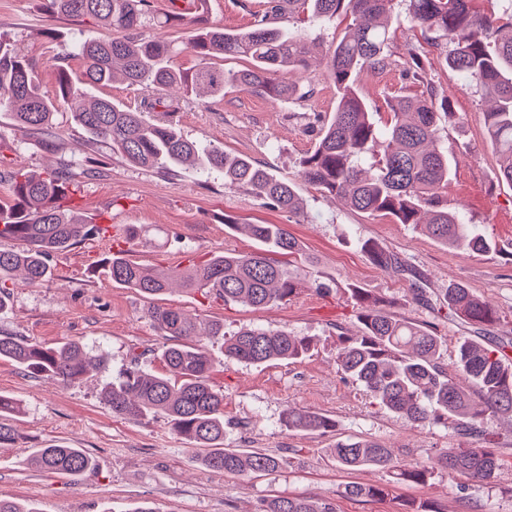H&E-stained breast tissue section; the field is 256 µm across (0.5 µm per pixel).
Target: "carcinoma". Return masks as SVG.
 I'll list each match as a JSON object with an SVG mask.
<instances>
[{
	"mask_svg": "<svg viewBox=\"0 0 512 512\" xmlns=\"http://www.w3.org/2000/svg\"><path fill=\"white\" fill-rule=\"evenodd\" d=\"M483 2L407 0V14L425 40L444 54L447 67L494 99V106L484 113L485 130L499 158L500 177L512 185V0H505L507 7L498 14L486 12ZM44 4L51 16L90 19L109 36L75 37L65 46L64 58L83 59L84 69L74 77L65 66H58V89L51 96L43 90L30 60L0 33V111L9 113L15 124L51 143L56 139L54 116L63 102L92 138L109 143L112 151L137 166L174 170L189 165L202 175L220 173L224 183L247 188L269 208L298 217L303 204L295 183L275 177L243 155L201 147L185 137L171 117L201 87L212 96L224 95V88L230 86L276 99L311 98L313 89L301 92L297 83L279 79L281 74L308 71L310 44L304 36L276 26V21L286 13L309 22L350 19L326 62L325 77L336 86V108L321 120L317 144L302 160L299 177L339 196L360 214L412 224L443 246L476 254L499 251L492 239L441 201L452 170V160L439 143L441 115L452 116L449 99L438 102L432 92L425 97L398 95L381 133L356 84L362 68L382 71L392 65L388 45L394 0H271L268 10L254 15L244 32L210 24L206 0H199L192 15L180 8L178 0H170L164 13L154 10L152 0H44ZM172 28L184 31L182 40L160 36V31ZM184 53L196 57L195 69L180 67L178 58ZM216 57H243L249 67L216 69L209 65ZM403 75L423 81L415 46L407 49ZM117 79L139 88V102L117 104L92 95V89ZM149 112H163L168 119L152 121ZM378 144L380 153L364 169L363 159ZM7 180L11 198L0 205V240L12 241L13 247L0 249V313L8 308L6 282L21 278L32 286L41 284L52 276L53 254L104 230L72 205L78 184L69 169L38 172L18 164L7 172ZM224 223L246 233L259 248L214 255L174 270L135 263L120 250L106 261L112 283L151 301L179 285L226 306L253 308L298 293L308 271L271 257L301 251L285 225L238 224L227 216ZM361 248L383 270L404 267L397 255L383 248L366 242ZM350 292L362 334L338 337L340 374L361 384L376 405L409 423H443L480 447L440 448L425 461L404 464L378 440L349 438L331 449L336 465L348 471L378 467L394 482L415 485L426 484L437 472L464 474L479 482L499 475L505 464L496 453L490 423L494 418L512 419V359L506 346L490 348L478 337H465L457 345L455 372L450 374L441 364L442 338L434 331L384 311L381 300L363 288ZM439 308L445 310V317L481 331L499 321L493 306L460 285L448 287ZM146 316L172 341L159 354L166 373L145 370L134 358L133 366L108 385L105 400L112 414L127 420L165 414L176 434L203 451L201 463L210 470L259 477L285 467L288 460L281 455L224 447V392L209 382L214 361L207 343L223 341L226 361L263 364L300 359L311 350L313 339L286 329L263 328H243L228 337L224 323L211 320L203 325L196 316L164 304L150 305ZM0 360L65 384L81 379L92 366L80 343L47 348L17 336H0ZM20 412L16 399L0 396V446L20 439L10 424ZM286 424L290 430L320 434L335 427L331 419L301 409L288 410ZM25 463L70 475L94 467L93 457L83 449L63 443L30 449ZM341 495L383 500L388 486L352 482L344 485ZM255 512H336V508L326 500L272 496L260 499Z\"/></svg>",
	"mask_w": 512,
	"mask_h": 512,
	"instance_id": "obj_1",
	"label": "carcinoma"
}]
</instances>
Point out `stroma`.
Returning a JSON list of instances; mask_svg holds the SVG:
<instances>
[{
	"instance_id": "35a3bbf8",
	"label": "stroma",
	"mask_w": 512,
	"mask_h": 512,
	"mask_svg": "<svg viewBox=\"0 0 512 512\" xmlns=\"http://www.w3.org/2000/svg\"><path fill=\"white\" fill-rule=\"evenodd\" d=\"M267 3L208 0L206 11L213 24L244 29L255 14L265 12ZM394 12L399 20L392 25L389 49L395 63L380 73L359 72L366 102L383 126L391 118V96H421L431 85L449 97L454 115L441 121L440 140L454 163L442 201L462 209L467 222L497 242L499 252L473 255L444 247L413 225L368 218L299 180L300 163L318 138L313 115L329 114L336 104L334 87L321 79L306 102L228 88L220 96L184 102L175 117L182 134L198 144L248 156L278 178L295 181L304 200L299 217L267 207L245 189L226 186L217 173L204 180L191 169L134 166L76 125L67 106H59L55 116L53 151L0 112V137L10 144L0 155V170L20 161L38 171L62 162L80 173L86 158H96L99 171L82 178L75 206L116 228L115 234L55 254L49 281L31 286L17 280L8 288L0 334L46 347L78 342L90 355L103 357L104 364L64 385L0 360V393L23 407L12 419L21 440L0 448V496L36 512H130L143 502L157 512H252L257 500L270 495L325 498L335 503L336 512H418L427 501L446 512H512V479L505 475L478 482L439 473L424 486L393 484L380 502L347 498L341 494L345 484H379L387 475L377 468L340 469L329 454L336 442L351 436L379 440L404 462L424 460L438 448L472 445L441 424L411 426L373 405L362 386L338 373L337 336L359 327L347 285L383 299L386 310L397 317L431 325L444 340L441 361L447 366L463 337L477 334L488 344L512 339V186L500 180L497 155L485 134L489 99L446 68L438 50L425 44L420 29L406 17L405 0H397ZM50 29L55 32L51 38L46 35ZM0 32L10 34L35 64L44 90L51 94L57 89L56 58L64 44L77 35H103L94 23L49 16L43 0H0ZM411 45L419 47L424 70L423 81L415 83L404 79L401 68ZM228 217L241 224L287 225L312 261L311 277L300 291L267 307L227 306L197 292L164 298L201 320L222 321L229 335L262 327L313 337L315 347L307 356L266 364L228 363L220 343L208 345L216 363L210 383L224 393L226 445L261 448L291 460L290 466L258 478L205 468L196 449L171 429L164 414L128 421L113 416L103 399L104 388L132 362L162 372L158 354L167 341L145 315L148 300L113 284L101 261L123 249L149 267H184L194 257L255 250L252 239L225 226ZM364 241L405 258L426 276L431 298L440 297L452 283L471 288L497 308L499 322L477 333L460 320L411 301L407 278L372 265L360 247ZM293 407L326 415L337 426L325 434L288 430L285 416ZM51 443L84 449L96 467L76 478L27 467L26 450Z\"/></svg>"
}]
</instances>
